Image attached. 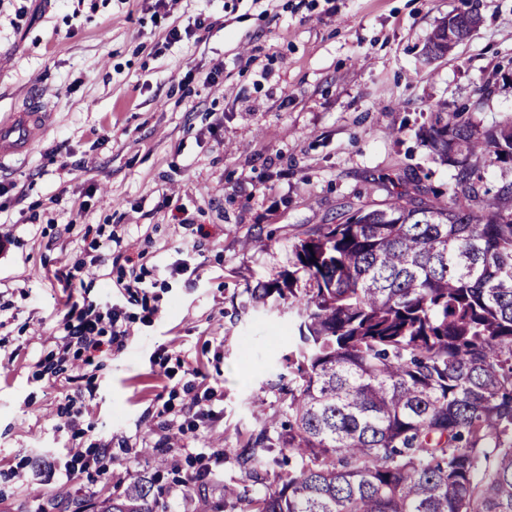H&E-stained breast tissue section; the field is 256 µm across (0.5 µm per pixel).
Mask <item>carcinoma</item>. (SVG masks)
I'll list each match as a JSON object with an SVG mask.
<instances>
[{
  "label": "carcinoma",
  "mask_w": 512,
  "mask_h": 512,
  "mask_svg": "<svg viewBox=\"0 0 512 512\" xmlns=\"http://www.w3.org/2000/svg\"><path fill=\"white\" fill-rule=\"evenodd\" d=\"M448 20L425 51L445 56ZM439 106L426 138L455 170L448 202L399 193L303 233L295 270L258 288L288 301V433L251 436L240 464L270 489L242 512H512V181L485 197L480 163L512 167V120L482 130ZM309 287H296V272ZM137 482L98 512H154Z\"/></svg>",
  "instance_id": "1"
}]
</instances>
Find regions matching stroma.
Masks as SVG:
<instances>
[{"instance_id": "obj_1", "label": "stroma", "mask_w": 512, "mask_h": 512, "mask_svg": "<svg viewBox=\"0 0 512 512\" xmlns=\"http://www.w3.org/2000/svg\"><path fill=\"white\" fill-rule=\"evenodd\" d=\"M469 9L478 30L424 64L438 22ZM202 15L210 29L166 43ZM511 68L512 0H178L166 18L153 0H0V123L33 87L51 114L0 163V512L95 508L150 479L166 512L228 483L263 495L237 457L288 430L295 338L287 301L254 289L338 212L446 202L454 170L422 133L442 102L482 129L512 118ZM133 275L148 288L119 300L124 348L68 343L69 302Z\"/></svg>"}]
</instances>
